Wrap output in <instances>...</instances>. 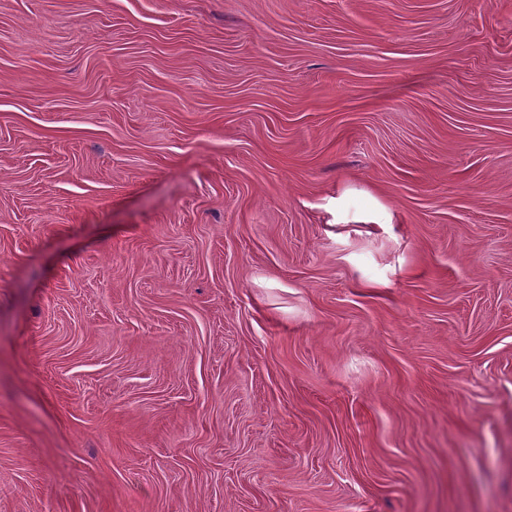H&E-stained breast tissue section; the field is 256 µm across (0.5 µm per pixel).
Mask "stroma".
I'll list each match as a JSON object with an SVG mask.
<instances>
[{
  "label": "stroma",
  "mask_w": 512,
  "mask_h": 512,
  "mask_svg": "<svg viewBox=\"0 0 512 512\" xmlns=\"http://www.w3.org/2000/svg\"><path fill=\"white\" fill-rule=\"evenodd\" d=\"M0 512H512V0H0Z\"/></svg>",
  "instance_id": "1"
}]
</instances>
